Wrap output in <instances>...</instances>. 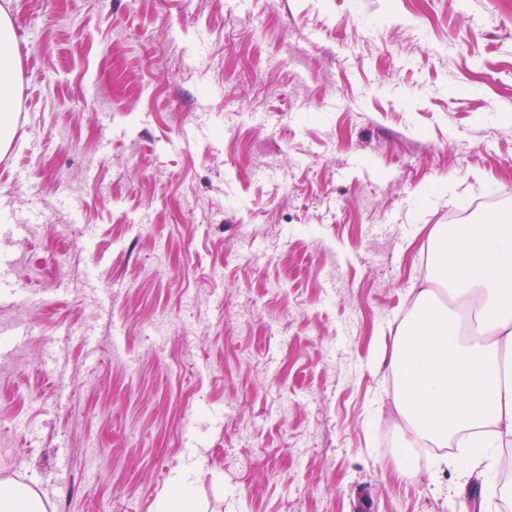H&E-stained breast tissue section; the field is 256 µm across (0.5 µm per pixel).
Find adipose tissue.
Here are the masks:
<instances>
[{"mask_svg":"<svg viewBox=\"0 0 512 512\" xmlns=\"http://www.w3.org/2000/svg\"><path fill=\"white\" fill-rule=\"evenodd\" d=\"M13 27L0 9V148L9 144L16 85ZM434 288L420 289L413 310L381 365L395 382L393 406L407 446L444 448L465 436L473 470L488 476L496 448L512 441V225H438ZM476 305L461 334L456 314L434 302L435 287ZM0 512H47L41 495L0 481Z\"/></svg>","mask_w":512,"mask_h":512,"instance_id":"adipose-tissue-1","label":"adipose tissue"}]
</instances>
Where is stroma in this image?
<instances>
[{
    "label": "stroma",
    "instance_id": "stroma-1",
    "mask_svg": "<svg viewBox=\"0 0 512 512\" xmlns=\"http://www.w3.org/2000/svg\"><path fill=\"white\" fill-rule=\"evenodd\" d=\"M33 34L0 212L61 266L0 357L53 512H512L407 466L380 369L436 225L512 205V0H0ZM58 354L66 397L40 388ZM166 512H190L191 502L189 498V488L185 478L176 476L171 483L170 494L168 497V507Z\"/></svg>",
    "mask_w": 512,
    "mask_h": 512
}]
</instances>
